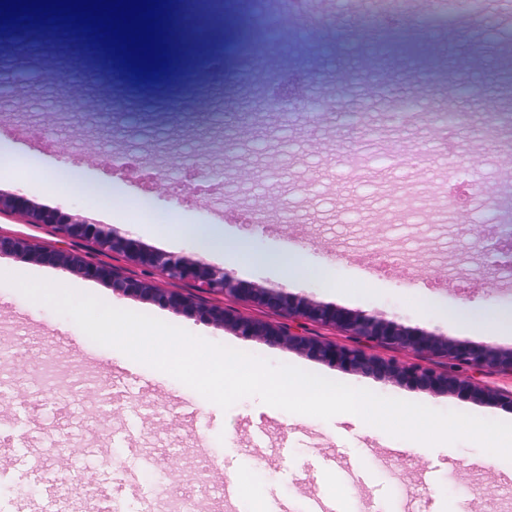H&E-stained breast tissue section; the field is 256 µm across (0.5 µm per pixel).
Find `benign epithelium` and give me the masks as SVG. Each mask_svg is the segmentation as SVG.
I'll list each match as a JSON object with an SVG mask.
<instances>
[{
  "instance_id": "1",
  "label": "benign epithelium",
  "mask_w": 512,
  "mask_h": 512,
  "mask_svg": "<svg viewBox=\"0 0 512 512\" xmlns=\"http://www.w3.org/2000/svg\"><path fill=\"white\" fill-rule=\"evenodd\" d=\"M21 216L29 224H50L61 236L83 240L103 256L118 257L134 265L162 271L171 287L158 288L147 281L122 276L119 268L101 262H92L61 247H37L23 235L0 228V255L18 258L34 257L48 266L76 270L90 279L110 278L127 293L145 296L190 316L213 323L231 325L240 335L257 337L266 342L299 350L309 356L338 365L351 371L372 374L384 381L408 384L432 394L453 393L476 401L497 404L512 409V390L481 386L469 378L452 375L446 370L419 362L383 358L368 353L378 347L405 351L415 356L445 358L458 365L481 372H502L512 375V350L490 345H472L457 342L448 336L410 330L394 320L377 315H362L304 299L293 298L284 291H272L237 279L228 271L218 270L202 259L174 257L147 250L132 236H121L104 224L76 223L59 211L32 209L23 194L0 197V213ZM476 244L487 254H512V236L491 225ZM179 284H188L194 295L175 290ZM232 299L264 309L270 317L248 316L224 307V300ZM286 314L297 327H285L271 319ZM308 323L339 331L352 340L342 343L332 337L314 338L303 328Z\"/></svg>"
}]
</instances>
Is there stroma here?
Returning a JSON list of instances; mask_svg holds the SVG:
<instances>
[{
	"label": "stroma",
	"instance_id": "obj_1",
	"mask_svg": "<svg viewBox=\"0 0 512 512\" xmlns=\"http://www.w3.org/2000/svg\"><path fill=\"white\" fill-rule=\"evenodd\" d=\"M186 2L167 0L163 12L169 69L185 52L194 56L179 92L167 77L136 78L114 49L67 24L24 22L0 37L8 46L0 55V76L8 80L0 86V146L18 162L0 172V195L24 194L38 208L108 225L180 257L195 256L192 240L172 247L145 235L127 205L142 201L154 214L208 225L227 208L236 218L225 224V237L265 254L296 251L307 264L330 267L342 291L330 293L317 279L287 283L272 264L234 269L238 279L416 331L512 348V333L454 331L445 316L474 303L512 312V260L491 266L471 244L512 207V180L504 176L512 148L488 129L486 115L491 104L512 111V86L496 69L472 66L473 57H495L512 39V21L491 0H474L467 23L429 27L424 0H411L400 28L425 59L416 68L397 50L382 60L369 55L359 23L374 0H316L323 20L315 37H304L299 22L279 20L284 50L271 66L293 70L318 100L341 104L287 126L266 109L265 73L246 82L228 66L211 76L213 59L237 32ZM448 71L459 82L479 83L480 92L459 101L462 122L453 152L445 153L447 124L438 106ZM401 91L412 96V111H396ZM103 153L115 165L100 162ZM452 162L479 186L465 213L467 241L448 205ZM184 164L221 172L222 185L202 195L173 185ZM63 171L78 183L52 193L50 178ZM101 182L112 185L108 209L90 191ZM0 227L97 258L86 242L61 238L48 225L1 215ZM18 266L275 364L437 411L512 422V410L497 405L389 383L123 293L108 279L0 255V272ZM9 348L15 357L0 364L7 385L0 398V512H26L47 486L71 478L84 493L65 512H99L105 491L130 478L135 489L125 512H141L143 497L161 483L167 493L155 512H176L177 502L202 486L211 512H228L223 484L201 483L195 462L204 454L235 479L244 501H276L284 512H309L318 494L358 499L365 512H512V461L473 442L417 448L354 414L324 421L255 397L222 409L164 372L128 365L124 353L94 343L69 317L0 283V350ZM52 435L70 454L47 447Z\"/></svg>",
	"mask_w": 512,
	"mask_h": 512
}]
</instances>
